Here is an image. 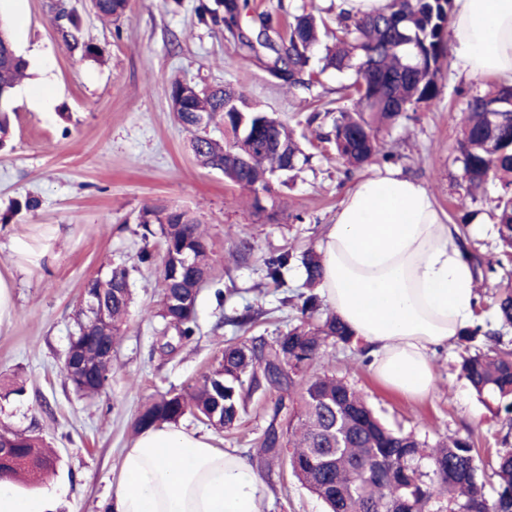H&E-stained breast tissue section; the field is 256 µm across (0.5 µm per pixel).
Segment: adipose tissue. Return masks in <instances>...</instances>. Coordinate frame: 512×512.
Listing matches in <instances>:
<instances>
[{
	"label": "adipose tissue",
	"mask_w": 512,
	"mask_h": 512,
	"mask_svg": "<svg viewBox=\"0 0 512 512\" xmlns=\"http://www.w3.org/2000/svg\"><path fill=\"white\" fill-rule=\"evenodd\" d=\"M448 32L457 70L512 81V0H454ZM318 249L321 293L378 379L410 397L429 393L433 353L477 306L465 242L431 192L397 169L373 168L345 192ZM122 472L108 512H263L248 459L181 424L140 432Z\"/></svg>",
	"instance_id": "1"
}]
</instances>
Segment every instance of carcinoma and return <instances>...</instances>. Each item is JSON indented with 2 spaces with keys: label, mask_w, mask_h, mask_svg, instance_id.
I'll return each instance as SVG.
<instances>
[{
  "label": "carcinoma",
  "mask_w": 512,
  "mask_h": 512,
  "mask_svg": "<svg viewBox=\"0 0 512 512\" xmlns=\"http://www.w3.org/2000/svg\"><path fill=\"white\" fill-rule=\"evenodd\" d=\"M128 0H93L103 19L124 15ZM452 0H389L386 11L353 18L336 16V43L326 47L322 70L351 72L353 80L341 86L354 101V109L339 110L329 132L319 139L334 143L343 164L363 168L379 162L378 135L421 106H431L444 77L446 34ZM221 20L232 38L248 49L238 26V4L214 0L207 9ZM325 20L302 11L292 22L275 52L274 66L284 73L288 88L312 90L309 53L320 42ZM27 62L19 55L7 31L0 26V145L10 133L9 113L13 90L24 77ZM224 121L229 142L204 136L192 140V150L204 167L218 168L228 181L243 187L271 190L270 177L291 172L306 160L293 130L269 113L253 107L243 92L232 86L201 92L186 100L176 113L189 131L200 129L197 116ZM276 139L288 152L270 151L264 143ZM457 161L461 163L467 195L478 199L490 178L502 192L494 215L504 256L512 261V85L472 95L467 102ZM145 234L160 235L164 255L160 271L162 298L159 316L165 329L179 340L195 333L196 311L182 313L176 301L196 303L189 282L204 281L210 271L209 246L197 220L184 211L146 206L140 215ZM158 225L153 230L151 225ZM194 253V267L186 275L172 276L174 254ZM301 263L309 288L319 285L323 265L314 251L297 254L288 248L264 260L266 277L280 282L283 271ZM109 305L105 326L119 335L128 315L132 293L127 269L115 267L96 281ZM495 323L468 328L467 342L484 337L483 347L465 348L461 372L474 390L512 399V343L504 330L512 328V289L493 297ZM317 297L309 295L299 308L301 320L273 340L251 337L224 343L211 370L190 391H168L144 402L134 430L175 423L186 414L197 415L218 429H231L240 420L246 399L257 387L281 393L271 419L257 442L260 462L269 465L289 449V468L329 512H512V449L485 461L472 436H448L429 444L411 433L386 427L363 395L326 370H312L322 360L329 342L351 343L347 325L327 309L315 323ZM98 326L77 315L75 349L95 342ZM95 370L92 381H72L84 396L99 394L108 384L112 362L88 357ZM0 439L15 448V456L0 463L14 480H43L55 470L54 457L39 446L37 437L1 432ZM494 479L492 495L485 492L486 477Z\"/></svg>",
  "instance_id": "cac0c4a2"
}]
</instances>
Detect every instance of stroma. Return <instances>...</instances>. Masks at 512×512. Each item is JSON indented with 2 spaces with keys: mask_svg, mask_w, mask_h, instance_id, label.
I'll use <instances>...</instances> for the list:
<instances>
[{
  "mask_svg": "<svg viewBox=\"0 0 512 512\" xmlns=\"http://www.w3.org/2000/svg\"><path fill=\"white\" fill-rule=\"evenodd\" d=\"M212 3L129 0L124 15L103 20L89 0H0V20L28 62L13 94L12 137L0 148V276L12 281L15 303L0 320V428L35 435L55 451L56 474L20 491L35 496L62 489L58 512H107L122 454L136 437L140 405L171 389L190 390L225 340L245 333L233 317L256 315L248 333L268 340L297 323V306L309 293L303 267L291 266L278 287L267 283L263 260L283 248L300 253L317 247L360 175L320 141L329 124L314 117L323 103L336 100L350 74L329 69L314 92L288 90L270 73L271 48L247 52L223 23L201 20L202 6ZM303 8L330 19L337 14L336 0H248L239 27L252 39L261 13L281 21ZM68 31L79 49L65 39ZM45 77L52 82L47 89L40 85ZM175 81L241 89L293 129L307 162L274 179L271 193L261 195L203 167L172 111ZM497 82L447 68L437 105L418 108L380 135L382 151L398 155V168L431 191L485 263L501 256L491 210L500 185L488 181L483 200L472 202L455 157L468 96ZM256 196L257 208L251 205ZM147 205L189 212L210 244V276L197 297L196 333L187 341H166L156 315L162 248L159 237L143 235L140 215ZM243 241L253 251L240 261L236 247ZM145 251L151 262H140ZM117 266L129 272L133 300L112 351V376L100 394L85 397L66 380L63 361L83 283ZM462 351L455 341L434 353L436 387L418 398L385 386L358 346L328 347L324 361L391 428L430 443L469 433L488 460L512 428V415L503 400L478 395L461 375ZM278 397L273 390L256 391L230 431L191 415L183 422L209 435L215 447L240 449L252 460ZM258 472L265 512H326L287 465Z\"/></svg>",
  "mask_w": 512,
  "mask_h": 512,
  "instance_id": "1",
  "label": "stroma"
}]
</instances>
